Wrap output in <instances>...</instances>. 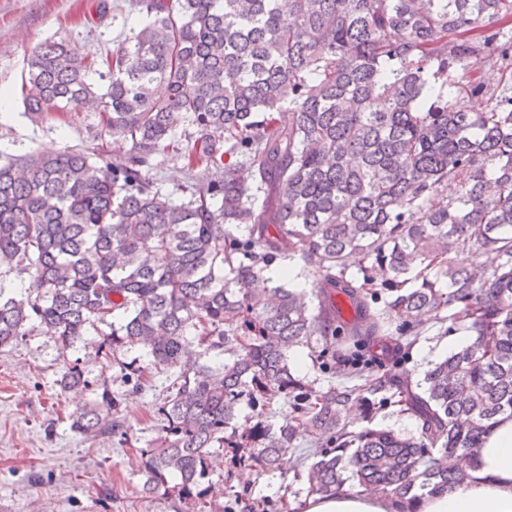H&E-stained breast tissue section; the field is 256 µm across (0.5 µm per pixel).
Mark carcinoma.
<instances>
[{"instance_id":"1","label":"carcinoma","mask_w":512,"mask_h":512,"mask_svg":"<svg viewBox=\"0 0 512 512\" xmlns=\"http://www.w3.org/2000/svg\"><path fill=\"white\" fill-rule=\"evenodd\" d=\"M143 5L110 53L47 39L27 58L25 111L93 104L131 149L0 163V351L54 336L66 388L86 382L69 355L98 323L104 358L146 350L125 376L171 382L139 449L142 492L198 512H233L207 499L211 449L269 472L301 433L317 448L311 494L350 481L403 504L463 484L469 465L452 460L512 417V0ZM483 68L494 82L473 77ZM181 118L199 133L185 145ZM168 148L224 181L174 203L149 176ZM286 257L311 292L267 275ZM431 320L474 340L415 383L404 364ZM316 336L328 371L360 383L294 375L291 353ZM389 393L416 434L350 429V409ZM283 394L285 423L239 422ZM99 396L110 412L86 406L71 429L123 433L120 396Z\"/></svg>"}]
</instances>
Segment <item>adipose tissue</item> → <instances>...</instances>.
I'll list each match as a JSON object with an SVG mask.
<instances>
[{
	"mask_svg": "<svg viewBox=\"0 0 512 512\" xmlns=\"http://www.w3.org/2000/svg\"><path fill=\"white\" fill-rule=\"evenodd\" d=\"M469 479L453 491L425 495L410 512H512V418H504L473 452ZM390 496L345 489L333 496L314 494L299 512H399Z\"/></svg>",
	"mask_w": 512,
	"mask_h": 512,
	"instance_id": "1",
	"label": "adipose tissue"
}]
</instances>
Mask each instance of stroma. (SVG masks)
<instances>
[{
  "mask_svg": "<svg viewBox=\"0 0 512 512\" xmlns=\"http://www.w3.org/2000/svg\"><path fill=\"white\" fill-rule=\"evenodd\" d=\"M0 0V155L13 157L38 149L103 148L108 160L128 154L129 142L100 137L96 112H55L35 119L24 112L22 83L26 58L47 39H66L83 54L112 50L137 27L144 11L138 0ZM156 187L173 202L187 201L188 186L223 180V170L185 167L172 151L158 154L149 171ZM104 325L91 329L76 356L86 386L62 389V363L53 337L35 330L0 353V512H173L172 503L142 493L133 462L139 448L158 435L153 416L164 397L165 378H148L133 390L119 365H105L96 353ZM446 326L429 323L417 339L405 368L422 379L430 361L448 356ZM108 385L122 398L125 437L88 439L70 427V417ZM287 457L289 468L271 472L235 468L225 449L211 457L209 484L216 503L234 500L296 505L307 494L305 477L314 460L307 437H298Z\"/></svg>",
  "mask_w": 512,
  "mask_h": 512,
  "instance_id": "1",
  "label": "stroma"
}]
</instances>
